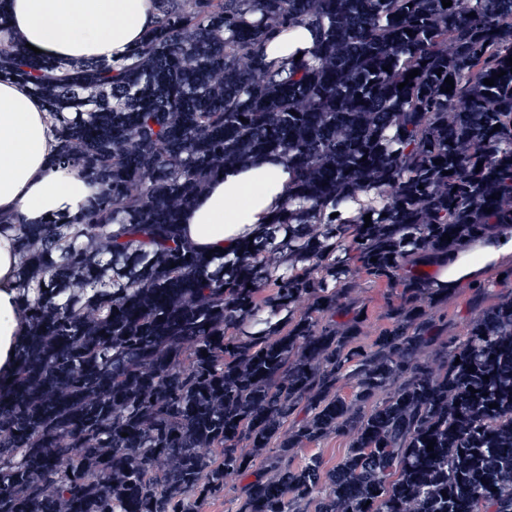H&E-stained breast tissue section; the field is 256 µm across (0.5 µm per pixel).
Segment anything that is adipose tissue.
I'll return each mask as SVG.
<instances>
[{"label": "adipose tissue", "mask_w": 512, "mask_h": 512, "mask_svg": "<svg viewBox=\"0 0 512 512\" xmlns=\"http://www.w3.org/2000/svg\"><path fill=\"white\" fill-rule=\"evenodd\" d=\"M156 0H7L11 35L40 49L42 58L109 63L124 58L154 26ZM310 29L281 32L269 40L267 62L283 70L290 58L309 51ZM55 121L28 85L0 81V216L39 224L50 216H72L91 188L78 169L56 162ZM285 164L263 160L249 168L225 167L182 216V234L206 253L236 249L253 236L288 198ZM512 254V231L436 258L432 288H454L477 280L501 256ZM18 253L12 233L0 234V376L15 363L16 342L26 328L17 298Z\"/></svg>", "instance_id": "1"}]
</instances>
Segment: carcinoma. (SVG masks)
Masks as SVG:
<instances>
[{
  "label": "carcinoma",
  "mask_w": 512,
  "mask_h": 512,
  "mask_svg": "<svg viewBox=\"0 0 512 512\" xmlns=\"http://www.w3.org/2000/svg\"><path fill=\"white\" fill-rule=\"evenodd\" d=\"M157 2L120 62L0 44V78L45 101L93 186L67 221L0 219L31 312L0 378V512H198L258 458L237 512H512V300L437 371L415 358L413 268L512 226V0ZM300 25L315 46L284 75L263 44ZM261 155L288 165V201L241 255L206 258L182 210ZM354 270L408 294L368 351L361 313L333 320ZM331 431L351 436L336 468L288 463Z\"/></svg>",
  "instance_id": "obj_1"
}]
</instances>
